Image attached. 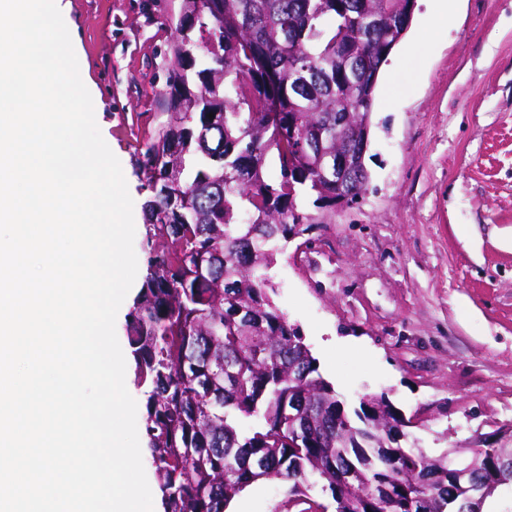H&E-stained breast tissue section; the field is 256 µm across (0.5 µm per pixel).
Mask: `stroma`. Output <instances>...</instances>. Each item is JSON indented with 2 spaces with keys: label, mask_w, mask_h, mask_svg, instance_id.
<instances>
[{
  "label": "stroma",
  "mask_w": 512,
  "mask_h": 512,
  "mask_svg": "<svg viewBox=\"0 0 512 512\" xmlns=\"http://www.w3.org/2000/svg\"><path fill=\"white\" fill-rule=\"evenodd\" d=\"M67 2L81 79L134 202L122 341L148 256L138 162L167 120L181 0ZM436 4L417 0L380 70L363 199L268 271L346 410L387 394L410 422L403 446L433 458L512 447V0H457L442 26ZM229 508L301 512L278 481Z\"/></svg>",
  "instance_id": "1"
}]
</instances>
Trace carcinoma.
I'll return each mask as SVG.
<instances>
[{"instance_id":"obj_1","label":"carcinoma","mask_w":512,"mask_h":512,"mask_svg":"<svg viewBox=\"0 0 512 512\" xmlns=\"http://www.w3.org/2000/svg\"><path fill=\"white\" fill-rule=\"evenodd\" d=\"M198 2L183 0L191 44L172 52L169 119L146 144L150 257L126 325L164 512H225L259 480L288 484L294 504L322 481L336 512H408L418 499L431 512H481L470 487L512 481V448L477 449L458 484L448 456L401 446L404 418L385 396L349 415L267 274L321 223L308 198L336 207L309 137L323 127L334 150L336 127L372 125L375 95L355 104L354 68L386 61L409 3Z\"/></svg>"}]
</instances>
